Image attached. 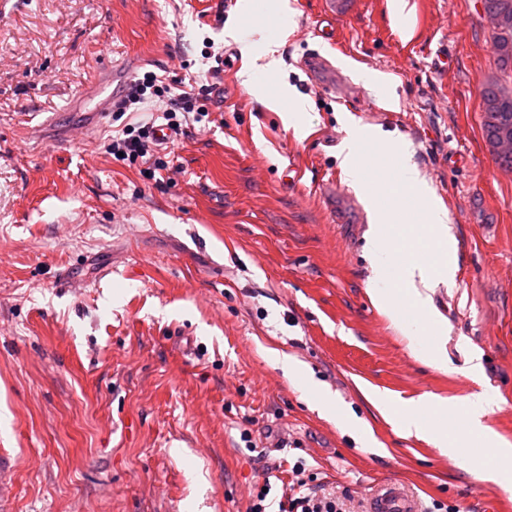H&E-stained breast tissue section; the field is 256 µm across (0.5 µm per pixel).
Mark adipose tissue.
<instances>
[{"instance_id":"ef3b65f1","label":"adipose tissue","mask_w":512,"mask_h":512,"mask_svg":"<svg viewBox=\"0 0 512 512\" xmlns=\"http://www.w3.org/2000/svg\"><path fill=\"white\" fill-rule=\"evenodd\" d=\"M397 153L402 159L401 185L417 193L422 204L424 225L420 228L413 224L396 225L389 211L376 212V229L367 243L369 253L397 254L401 260L392 287L376 289L372 300L391 316L404 333H411L418 327L434 338L440 336L441 328L433 312L432 295L454 273V258L448 251V211L421 179L407 145L398 144ZM495 403L494 395L488 392L466 397L460 407L422 398L391 410L390 415L406 434H430L436 447L452 450L456 444L449 441L447 430L429 428L427 415L445 419L462 414L470 436L478 438L484 434L482 418Z\"/></svg>"}]
</instances>
